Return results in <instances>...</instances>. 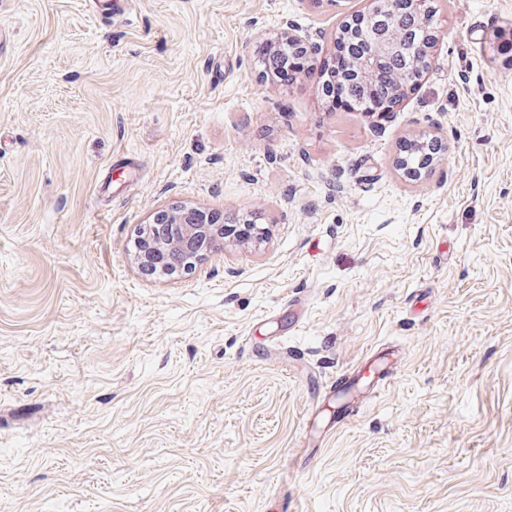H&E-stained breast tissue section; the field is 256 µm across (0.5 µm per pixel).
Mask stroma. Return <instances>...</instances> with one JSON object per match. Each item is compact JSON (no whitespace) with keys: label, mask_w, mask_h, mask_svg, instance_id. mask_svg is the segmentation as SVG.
Returning <instances> with one entry per match:
<instances>
[{"label":"stroma","mask_w":512,"mask_h":512,"mask_svg":"<svg viewBox=\"0 0 512 512\" xmlns=\"http://www.w3.org/2000/svg\"><path fill=\"white\" fill-rule=\"evenodd\" d=\"M110 5L0 0V512H512V0H438L380 114L255 53L326 59L367 0ZM174 205L266 237L142 275ZM381 346L390 386L323 435L327 376ZM280 60L278 67L273 70L274 76L280 82L289 83L296 78V75L309 69V60L307 54L302 53L300 49H291L280 51Z\"/></svg>","instance_id":"stroma-1"}]
</instances>
